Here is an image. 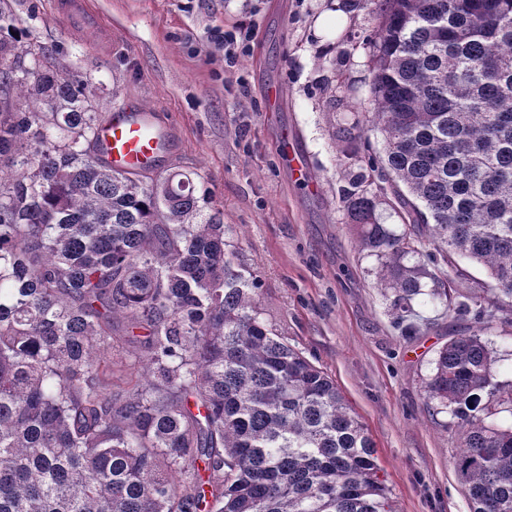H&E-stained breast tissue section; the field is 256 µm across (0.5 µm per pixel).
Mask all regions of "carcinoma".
<instances>
[{
	"instance_id": "cac0c4a2",
	"label": "carcinoma",
	"mask_w": 512,
	"mask_h": 512,
	"mask_svg": "<svg viewBox=\"0 0 512 512\" xmlns=\"http://www.w3.org/2000/svg\"><path fill=\"white\" fill-rule=\"evenodd\" d=\"M380 157L409 217L343 194L408 334L413 302L476 328L427 399L456 420L470 512H512V382L484 338L512 314V0H383ZM0 0V65L36 62ZM89 82L58 60L0 97V512H397L336 382L261 317L223 219L184 173L112 169ZM487 271L460 293L443 261ZM141 380L112 391V337Z\"/></svg>"
}]
</instances>
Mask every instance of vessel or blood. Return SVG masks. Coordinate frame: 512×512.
<instances>
[{"label": "vessel or blood", "instance_id": "obj_1", "mask_svg": "<svg viewBox=\"0 0 512 512\" xmlns=\"http://www.w3.org/2000/svg\"><path fill=\"white\" fill-rule=\"evenodd\" d=\"M57 8L72 27L84 31L99 26L98 19L89 9L88 0H57ZM98 135L112 168L127 172L156 164L160 144L167 137L155 112L146 108L116 111L101 125Z\"/></svg>", "mask_w": 512, "mask_h": 512}]
</instances>
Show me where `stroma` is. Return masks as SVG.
Instances as JSON below:
<instances>
[{"instance_id":"obj_1","label":"stroma","mask_w":512,"mask_h":512,"mask_svg":"<svg viewBox=\"0 0 512 512\" xmlns=\"http://www.w3.org/2000/svg\"><path fill=\"white\" fill-rule=\"evenodd\" d=\"M112 38L69 27L56 0H13L33 42L88 76L94 104L156 109L172 147L162 166L190 173L223 215L262 316L331 375L369 431L399 512H469L454 461L457 429L424 382L449 336L471 329L442 304L415 302L420 333L395 322L359 252L342 192L373 197L376 218L404 213L367 167L382 153L371 125V0H91ZM254 31L248 55L224 61V30ZM277 99H270L271 89ZM292 149L283 152L282 142ZM299 157L311 184L292 174Z\"/></svg>"}]
</instances>
